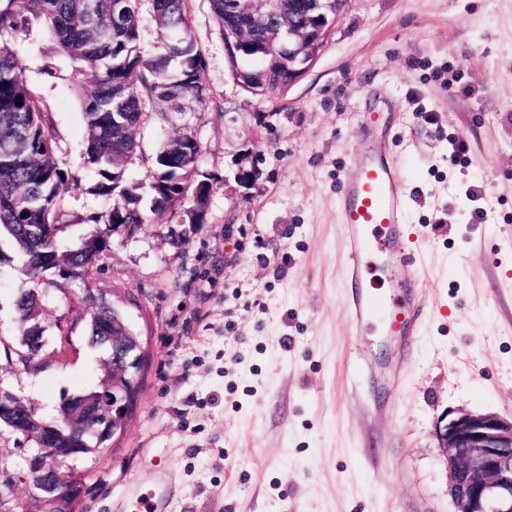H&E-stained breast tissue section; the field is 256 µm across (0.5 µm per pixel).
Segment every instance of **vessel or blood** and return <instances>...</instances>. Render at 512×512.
I'll return each mask as SVG.
<instances>
[{
    "label": "vessel or blood",
    "instance_id": "b4317fda",
    "mask_svg": "<svg viewBox=\"0 0 512 512\" xmlns=\"http://www.w3.org/2000/svg\"><path fill=\"white\" fill-rule=\"evenodd\" d=\"M339 235L345 249L346 314L355 328L381 322L387 335L399 338L403 358H412L423 321L412 294L413 268L419 255L406 243L409 229L407 189L398 165L389 158L385 141L350 168L338 190ZM398 293L375 292L366 274L375 266V254ZM115 512H175L170 477L155 472L150 481L129 479L113 497Z\"/></svg>",
    "mask_w": 512,
    "mask_h": 512
}]
</instances>
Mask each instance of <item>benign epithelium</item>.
<instances>
[{"instance_id":"benign-epithelium-1","label":"benign epithelium","mask_w":512,"mask_h":512,"mask_svg":"<svg viewBox=\"0 0 512 512\" xmlns=\"http://www.w3.org/2000/svg\"><path fill=\"white\" fill-rule=\"evenodd\" d=\"M240 25L224 27L226 56L235 54L246 44L281 63L277 71V87L283 91L297 82L317 60L330 28L335 24L339 7L326 0L330 13L327 23L316 27L298 14H289L292 0H235ZM241 89L265 93L272 74L264 71L248 78L232 71ZM145 348L135 333L112 337V382L97 401L85 408L83 419L93 422L106 417L112 422V433L121 437L131 416L127 405L130 390L140 381ZM25 363L29 373L38 372L43 360L39 350L20 355V361L0 364V418L7 420V432L23 437L31 444L24 461L27 473L41 480L40 492H31L24 500L15 495L16 475L0 467V512H77L84 490L75 480L56 469L48 458L57 456L53 432L38 415L37 408L3 387L4 376L21 370ZM439 447L446 458L448 493L457 512H512V419L494 413L454 410L446 413L437 429Z\"/></svg>"}]
</instances>
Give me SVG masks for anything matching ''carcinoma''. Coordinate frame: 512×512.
<instances>
[{
  "instance_id": "cac0c4a2",
  "label": "carcinoma",
  "mask_w": 512,
  "mask_h": 512,
  "mask_svg": "<svg viewBox=\"0 0 512 512\" xmlns=\"http://www.w3.org/2000/svg\"><path fill=\"white\" fill-rule=\"evenodd\" d=\"M139 0H0V263H17L28 279L44 278L49 288L68 295L74 280L89 283V274L111 248L112 225L145 224L140 187L125 183L127 164L135 151L133 130L153 115L166 120L190 108L203 92L206 61L192 36L188 0H152L157 28L155 50L144 44ZM219 27L235 17L233 0H209ZM293 10L308 20L324 11L320 0H294ZM56 43L75 66L80 80L74 86L85 117L83 164L96 170L95 191L113 199L112 208L84 219L96 228L74 249H64L56 234L62 222L60 203L78 188L79 178L62 169L56 156V136L50 113L29 87L12 48L20 35L30 39L33 23ZM200 145L191 133L170 137L156 153L157 172L149 187L150 211L163 215L180 210L189 226L207 221V181L194 182ZM23 310L17 322L13 352L0 345L4 356L19 358L27 346L24 336L45 332L41 305L27 290L16 300ZM89 345L112 353V305L88 313ZM57 442L62 448L88 443L75 458L58 463L74 471L75 464L99 456L112 445V424L100 423L102 440L86 435L59 417Z\"/></svg>"
}]
</instances>
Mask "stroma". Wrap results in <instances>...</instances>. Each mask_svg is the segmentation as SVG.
I'll use <instances>...</instances> for the list:
<instances>
[{"label": "stroma", "instance_id": "35a3bbf8", "mask_svg": "<svg viewBox=\"0 0 512 512\" xmlns=\"http://www.w3.org/2000/svg\"><path fill=\"white\" fill-rule=\"evenodd\" d=\"M189 14L205 90L139 128L125 177L149 187L160 136L193 132L196 177L212 185L207 221L176 242L180 216L151 217L134 238L114 235L91 274L149 362L79 512H113V492L158 470L176 485V512H455L440 418L512 417V0H345L318 59L273 100L235 84L208 0H190ZM17 59L51 114L61 168L81 177L61 205L58 236L73 247L112 202L82 167L70 82L46 80L35 52ZM385 132L423 256L425 316L401 370L394 342L346 321L336 234L339 181ZM457 137L469 151L453 160ZM30 287L0 265V336L15 334ZM83 288H39L47 362L6 379L48 420L98 382L101 354L73 311ZM357 358L368 385L355 398Z\"/></svg>", "mask_w": 512, "mask_h": 512}]
</instances>
